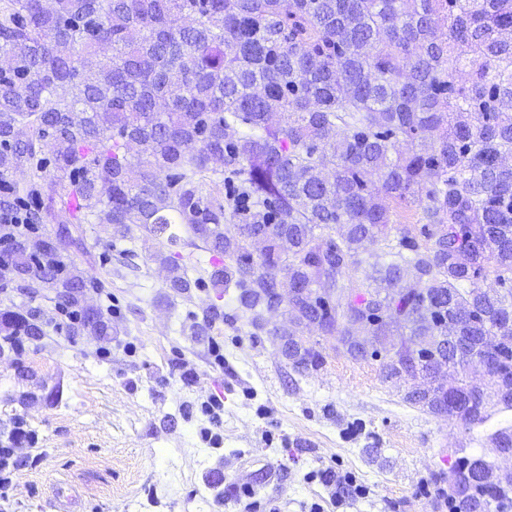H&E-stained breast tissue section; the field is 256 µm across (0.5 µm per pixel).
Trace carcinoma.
<instances>
[{"mask_svg":"<svg viewBox=\"0 0 512 512\" xmlns=\"http://www.w3.org/2000/svg\"><path fill=\"white\" fill-rule=\"evenodd\" d=\"M388 198L419 206L424 242L394 231ZM28 205L58 230L9 232L0 277L65 289L73 332L111 329L63 260L79 225L182 224L224 255L209 281L240 289L254 327L293 280L290 323L355 361L388 350L383 378L420 379L405 401L448 415L439 370L484 358V337L512 375V0H0V213ZM378 245L362 290L350 268ZM19 323L42 334L0 312V332ZM274 335L297 370L323 365ZM489 469L457 458L469 494L448 506L499 512L512 475Z\"/></svg>","mask_w":512,"mask_h":512,"instance_id":"cac0c4a2","label":"carcinoma"}]
</instances>
